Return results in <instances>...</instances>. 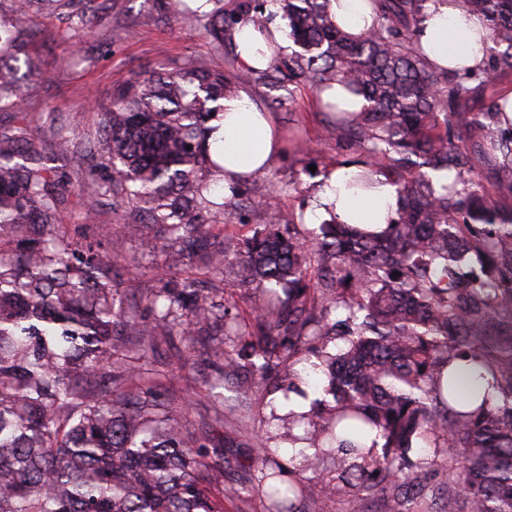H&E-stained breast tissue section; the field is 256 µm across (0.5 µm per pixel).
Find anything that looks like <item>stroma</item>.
Instances as JSON below:
<instances>
[{"mask_svg": "<svg viewBox=\"0 0 512 512\" xmlns=\"http://www.w3.org/2000/svg\"><path fill=\"white\" fill-rule=\"evenodd\" d=\"M124 19L104 14L97 31L73 34L67 20L54 15L38 16L34 24L48 34L47 40L35 41L34 52L52 71L45 77H31L33 96L24 104L25 111L40 112L45 100H52L62 112L64 123L78 126L88 117L87 105L106 103L112 98L115 82L131 76L144 78L161 64L190 61L211 69H225V59L215 52L203 29L202 21L182 16L169 24L158 23L155 12L144 0H125ZM282 142L280 153L267 170L285 191L280 203L302 211L311 207V197L288 191L287 184L300 180L309 186L319 179L321 170L335 167L344 155L335 140L325 138L324 116L314 98H305L293 112L272 111ZM112 245L119 252L140 262L136 287L148 288L161 266H174L172 254L137 226L112 231ZM281 394H274L270 404L245 407L225 403L224 416L241 418L249 434L267 432L277 436L278 459L288 467L297 464L296 451L288 443V416L275 412ZM387 491L377 488L370 495L357 489L337 488L324 502V512H384Z\"/></svg>", "mask_w": 512, "mask_h": 512, "instance_id": "obj_1", "label": "stroma"}]
</instances>
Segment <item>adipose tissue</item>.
I'll return each mask as SVG.
<instances>
[{
  "mask_svg": "<svg viewBox=\"0 0 512 512\" xmlns=\"http://www.w3.org/2000/svg\"><path fill=\"white\" fill-rule=\"evenodd\" d=\"M236 40L240 66L263 68L274 46H287L288 30L281 22L270 23L264 30L250 24ZM421 43L430 61L438 67L466 66L476 70L486 59L489 35L480 19L464 13L452 0H430ZM216 135L223 140L224 182L228 185L241 173L267 169L280 150V140L268 112L243 93L225 101L224 118ZM345 179V168L333 171L318 192V206L307 216V223H318L320 216L330 211L337 221L347 224L383 226L394 217V186L384 184L371 195L362 196L346 190Z\"/></svg>",
  "mask_w": 512,
  "mask_h": 512,
  "instance_id": "ef3b65f1",
  "label": "adipose tissue"
}]
</instances>
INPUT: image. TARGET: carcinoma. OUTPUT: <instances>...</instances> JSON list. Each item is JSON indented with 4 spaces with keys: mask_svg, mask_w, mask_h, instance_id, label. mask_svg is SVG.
<instances>
[{
    "mask_svg": "<svg viewBox=\"0 0 512 512\" xmlns=\"http://www.w3.org/2000/svg\"><path fill=\"white\" fill-rule=\"evenodd\" d=\"M146 2L162 20L206 17L220 53L240 25L277 16L291 45L261 70L175 61L122 79L85 128L57 123L50 104L0 123V512H224L249 493L267 512H323L338 452L344 485L389 486L387 512H421L407 489L431 470L447 476L436 494L452 512H512V212L495 189L512 183V118L492 80L512 71V0H453L504 47L475 74L428 61L429 0H367L375 22L359 37L336 25L331 0H237L228 14L223 0L203 14L189 0ZM95 3L0 9V107L25 101L21 67L46 74L25 53L44 36L30 14L67 9L79 32L96 25ZM257 81L286 91L269 106L290 112L336 83L366 101L354 112L326 101L323 128L357 169L348 186L382 175L396 187L391 224L369 232L332 215L307 236L272 182L264 224L224 202L210 122ZM479 92L488 107L466 111ZM78 206L154 232L178 271L125 287L137 259L97 225L67 223ZM233 222L244 232L226 246ZM247 295L260 302L245 316ZM230 336L249 349L230 350ZM162 345L199 393L156 364ZM303 360L323 376L310 410L288 412L306 426L288 437L307 444L303 469L270 460L266 436L250 484L224 487V402L294 388ZM198 402L210 410L192 423Z\"/></svg>",
    "mask_w": 512,
    "mask_h": 512,
    "instance_id": "cac0c4a2",
    "label": "carcinoma"
}]
</instances>
